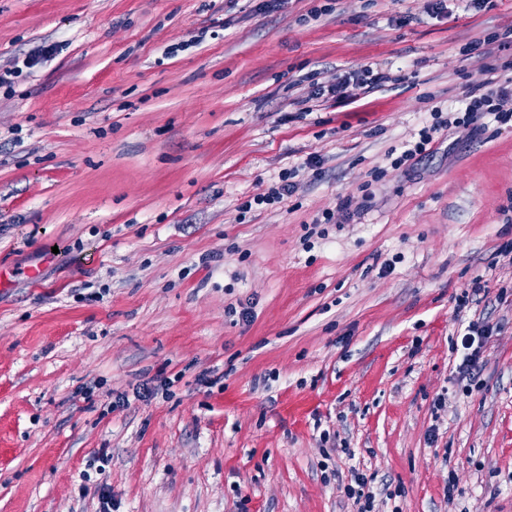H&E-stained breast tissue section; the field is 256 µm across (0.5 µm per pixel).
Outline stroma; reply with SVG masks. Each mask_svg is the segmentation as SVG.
<instances>
[{
  "instance_id": "35a3bbf8",
  "label": "stroma",
  "mask_w": 512,
  "mask_h": 512,
  "mask_svg": "<svg viewBox=\"0 0 512 512\" xmlns=\"http://www.w3.org/2000/svg\"><path fill=\"white\" fill-rule=\"evenodd\" d=\"M262 2L0 0V68L59 47L0 87V512H357L355 468L373 512H512V122L390 167L512 77L462 52L512 0ZM371 62L353 104L300 81ZM298 167L296 169H290L288 172H285L279 176L281 184L278 186H272L265 193H258L253 196L250 200H247L242 204L243 213H248L252 210L253 204L256 206H261L263 204L270 205L273 203H279L284 199V196H288L289 193L292 192L294 185L289 181L290 178H293L297 175ZM496 329L489 323H469L465 327V333L462 335V358L457 365L458 372L463 375H472L479 372L482 365L480 360L485 351L486 344L492 333ZM354 482L358 488L348 485L346 494L349 498H355L356 504H360L361 500L364 499L363 505H361L357 512H372V503L374 501V494L370 491V482L367 477L363 474L353 471Z\"/></svg>"
}]
</instances>
